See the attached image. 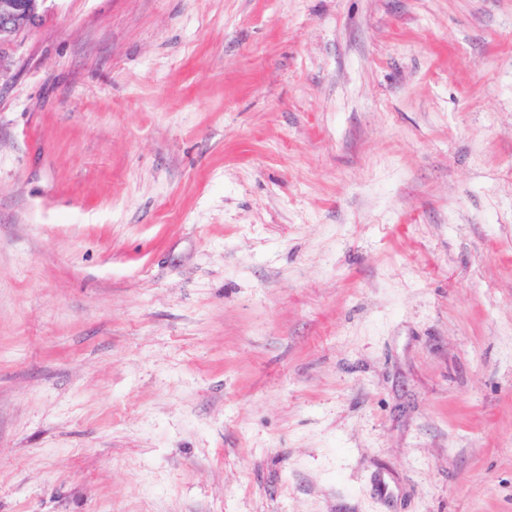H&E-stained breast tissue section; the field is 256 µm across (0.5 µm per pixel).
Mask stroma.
Masks as SVG:
<instances>
[{"instance_id":"stroma-1","label":"stroma","mask_w":512,"mask_h":512,"mask_svg":"<svg viewBox=\"0 0 512 512\" xmlns=\"http://www.w3.org/2000/svg\"><path fill=\"white\" fill-rule=\"evenodd\" d=\"M0 512H512V0H45Z\"/></svg>"}]
</instances>
